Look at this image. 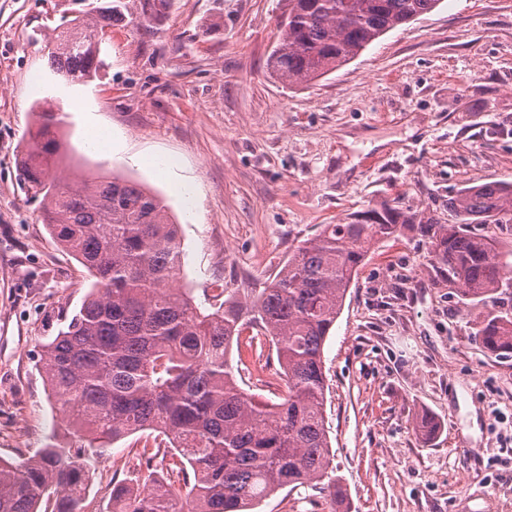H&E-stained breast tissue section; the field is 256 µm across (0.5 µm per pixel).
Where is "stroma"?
Wrapping results in <instances>:
<instances>
[{
	"instance_id": "obj_1",
	"label": "stroma",
	"mask_w": 512,
	"mask_h": 512,
	"mask_svg": "<svg viewBox=\"0 0 512 512\" xmlns=\"http://www.w3.org/2000/svg\"><path fill=\"white\" fill-rule=\"evenodd\" d=\"M92 0H0V457L65 433L39 369L83 303L86 270L19 179L39 102L61 118L57 172H117L158 192L179 226L178 287L258 292L321 225L385 203L448 216V198L512 181V0H440L309 84L269 73L283 0H178L160 22L116 21L98 78L48 67L47 39ZM91 93L92 109L71 103ZM106 132L123 149L93 144ZM325 424L349 512H512V354L488 352L412 232L376 244L324 345ZM441 427L421 439L417 425ZM150 432L90 456L83 512L135 485ZM258 512H334L282 490Z\"/></svg>"
}]
</instances>
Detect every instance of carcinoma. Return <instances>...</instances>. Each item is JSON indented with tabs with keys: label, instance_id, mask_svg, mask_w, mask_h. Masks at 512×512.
Instances as JSON below:
<instances>
[{
	"label": "carcinoma",
	"instance_id": "carcinoma-1",
	"mask_svg": "<svg viewBox=\"0 0 512 512\" xmlns=\"http://www.w3.org/2000/svg\"><path fill=\"white\" fill-rule=\"evenodd\" d=\"M440 0H287L268 61L290 83L313 82L345 65ZM172 0H112L100 19H75L49 51L51 70L72 83L95 78L101 45L116 19L165 16ZM60 119L37 113L33 148L21 160L24 186L40 201L50 235L95 278L67 327L40 359L58 411L86 448H46L19 463L0 458V512H82L87 457L150 430L173 449L164 490L148 481L115 484L118 512H250L279 492L320 487L337 508L346 495L333 470L325 426L323 348L350 285L372 247L414 231L435 272L472 305L512 294V248L473 224H512V182L466 187L436 215L384 204L325 224L296 246L264 288L246 302L230 294L200 309L172 286L180 268L178 225L150 188L121 177L52 173L62 156ZM269 336L287 386L278 403L255 399L236 382L229 350L247 329ZM475 336L492 353L512 352V313L477 317Z\"/></svg>",
	"mask_w": 512,
	"mask_h": 512
}]
</instances>
